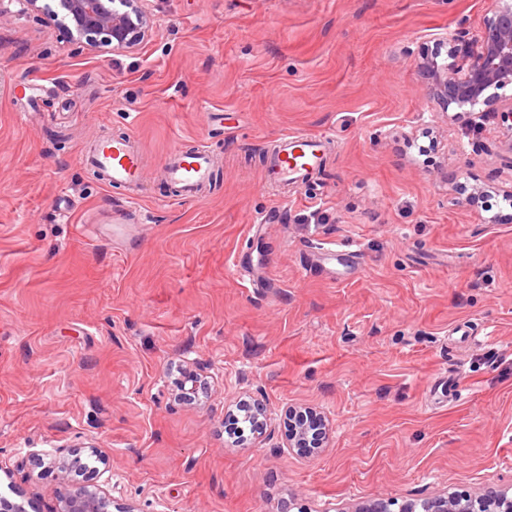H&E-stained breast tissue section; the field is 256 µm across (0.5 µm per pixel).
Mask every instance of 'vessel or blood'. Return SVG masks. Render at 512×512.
<instances>
[{
	"label": "vessel or blood",
	"instance_id": "b4317fda",
	"mask_svg": "<svg viewBox=\"0 0 512 512\" xmlns=\"http://www.w3.org/2000/svg\"><path fill=\"white\" fill-rule=\"evenodd\" d=\"M323 155L317 137L301 133L286 136L266 168L267 178L282 183L303 181L320 170ZM83 160L101 174L105 184L134 189L142 183L144 156L131 138L101 135ZM167 172L175 192L185 198L197 197L211 180L210 154L202 145L176 149L168 159Z\"/></svg>",
	"mask_w": 512,
	"mask_h": 512
}]
</instances>
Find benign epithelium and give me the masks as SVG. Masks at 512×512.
<instances>
[{"label": "benign epithelium", "instance_id": "benign-epithelium-1", "mask_svg": "<svg viewBox=\"0 0 512 512\" xmlns=\"http://www.w3.org/2000/svg\"><path fill=\"white\" fill-rule=\"evenodd\" d=\"M26 8L38 12L44 19L60 27L70 43L90 49L107 48L121 52L140 45L155 25V18L146 6L148 0H54L55 5L41 0H22ZM491 16L476 36L477 51L466 63L454 59L468 52V33L456 32L450 42L451 63L440 64L437 58H426L420 69L443 112L454 105L469 108L476 118L499 103L496 90L512 85V0H494ZM208 394V383L193 370L183 372L176 398L194 402ZM327 435V423L321 414L309 407L289 412L287 447L299 453H310L322 447ZM94 453L96 448L88 447ZM82 448L50 459L66 477L81 470ZM429 512H512V496L506 492L489 491L467 501L457 496L438 495L428 499ZM398 510H393V506ZM59 512H134L130 504H120L103 487L76 482L73 491L64 498ZM359 512H413L408 504L394 500L376 501L359 508Z\"/></svg>", "mask_w": 512, "mask_h": 512}]
</instances>
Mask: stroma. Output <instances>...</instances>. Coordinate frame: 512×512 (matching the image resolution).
<instances>
[{"label": "stroma", "instance_id": "1", "mask_svg": "<svg viewBox=\"0 0 512 512\" xmlns=\"http://www.w3.org/2000/svg\"><path fill=\"white\" fill-rule=\"evenodd\" d=\"M490 7L158 0L112 54L0 0V497L56 512L71 485L43 461L90 444L136 512L512 488V129L443 115L419 70ZM106 131L147 168L135 223L89 232L127 196L78 161ZM293 133L329 143L327 173L283 191L264 168ZM200 141L221 179L173 197L162 166ZM183 368L203 404L176 399ZM451 373L445 405L429 387ZM247 397L270 418L237 446L224 417ZM298 406L329 424L306 455L286 447Z\"/></svg>", "mask_w": 512, "mask_h": 512}]
</instances>
